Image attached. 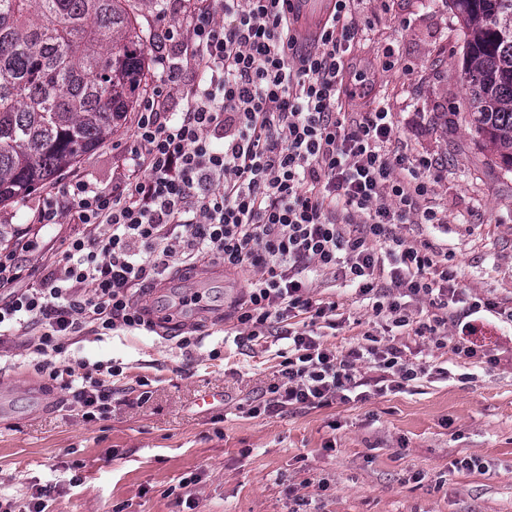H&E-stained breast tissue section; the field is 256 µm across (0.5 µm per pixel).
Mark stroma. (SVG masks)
<instances>
[{"label": "stroma", "instance_id": "stroma-1", "mask_svg": "<svg viewBox=\"0 0 512 512\" xmlns=\"http://www.w3.org/2000/svg\"><path fill=\"white\" fill-rule=\"evenodd\" d=\"M359 16L369 30L352 62L366 86L349 111L384 105L396 146L448 166L431 192L447 224H402L398 234L448 250L468 292L512 301V173L466 123L463 29L446 0H363ZM388 46L397 63L385 71ZM135 118L128 112L75 172L109 182ZM251 277L211 282L215 314L188 326L197 340L189 351L156 330L73 339L67 354L85 372L122 369L105 419L84 420L58 382L34 369L27 337H14L0 352V496L48 487L46 512H178L185 493L194 512H512V325L488 314L471 322L466 338L497 355L490 366L350 301L341 325L323 328L325 345L346 349L367 332L408 347L430 374L366 400L277 409L269 387L288 343L249 340L230 306ZM470 457L476 469L456 468Z\"/></svg>", "mask_w": 512, "mask_h": 512}]
</instances>
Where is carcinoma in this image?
Returning a JSON list of instances; mask_svg holds the SVG:
<instances>
[{
    "label": "carcinoma",
    "instance_id": "obj_1",
    "mask_svg": "<svg viewBox=\"0 0 512 512\" xmlns=\"http://www.w3.org/2000/svg\"><path fill=\"white\" fill-rule=\"evenodd\" d=\"M465 30L468 126L512 172V0H448ZM151 36L132 0H0V206L126 121Z\"/></svg>",
    "mask_w": 512,
    "mask_h": 512
}]
</instances>
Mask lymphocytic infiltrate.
Here are the masks:
<instances>
[{
    "label": "lymphocytic infiltrate",
    "mask_w": 512,
    "mask_h": 512,
    "mask_svg": "<svg viewBox=\"0 0 512 512\" xmlns=\"http://www.w3.org/2000/svg\"><path fill=\"white\" fill-rule=\"evenodd\" d=\"M289 0H209L160 22L151 43L159 87L142 95L127 161L106 186L72 175L32 208L34 228L0 246V346L32 336L38 371L61 379L88 421L112 411L119 367L78 375L65 343L84 330L147 328L133 293L154 286L171 264L210 259L225 270H256L237 320L251 338L279 328L288 355L270 385L272 408L350 401L369 386L363 364L395 388L424 374L402 346L366 336L347 350L320 339L339 305L314 295L311 275L342 278L375 317L442 342L449 327L486 312L512 322V305L460 288L448 253L408 244L401 224H442L429 205L443 167L392 147L393 114L351 112L350 54L366 29L361 0H335L306 47ZM201 69L207 81L188 80ZM179 93V111L164 103ZM90 224L94 235L63 233ZM63 255L45 253L47 240ZM45 253L43 273L17 287L20 258ZM425 300L415 312L410 301Z\"/></svg>",
    "instance_id": "obj_1"
}]
</instances>
